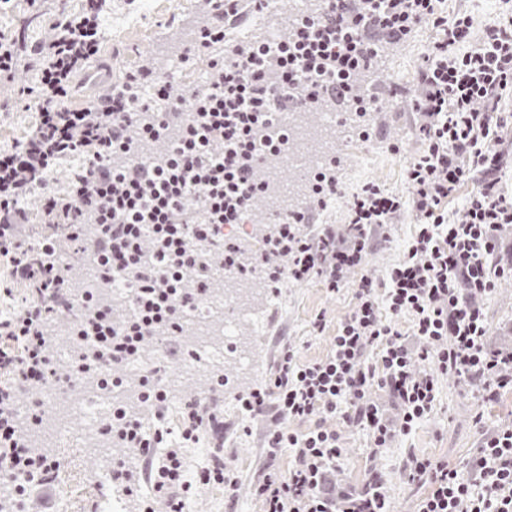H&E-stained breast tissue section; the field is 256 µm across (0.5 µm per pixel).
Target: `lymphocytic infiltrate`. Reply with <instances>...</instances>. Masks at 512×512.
Segmentation results:
<instances>
[{
    "label": "lymphocytic infiltrate",
    "instance_id": "lymphocytic-infiltrate-1",
    "mask_svg": "<svg viewBox=\"0 0 512 512\" xmlns=\"http://www.w3.org/2000/svg\"><path fill=\"white\" fill-rule=\"evenodd\" d=\"M106 2L46 12L33 42L23 29L0 31V106L35 115L22 139L0 150V512H22L36 496L43 512L57 509L59 462L35 440L39 421L23 417L22 404L89 380L127 386L130 366L158 341L166 357L183 360L182 316L221 272L263 275L275 291L317 278L339 292L407 209L418 218L411 245L382 284L360 280L326 356L304 361L283 343L265 380L235 396L244 432L259 417L275 424L261 437V512H337L330 481L345 437L331 419L367 430L379 451L430 415L440 376L481 383L487 402L512 388V354L484 344L482 304L512 276V265L494 259L512 224V197L501 186L512 153L504 136L512 130L511 16L478 29L468 12H448L446 0H319L291 30L238 41L264 0H195L176 58L202 66L203 83L177 77L150 51L113 73L105 104L74 108V78L105 37ZM428 27L437 37L413 89L422 148L406 170L407 196L367 183L351 196L344 231L315 225L314 209L336 197L337 161L329 159L308 179L313 208L278 219L242 255L237 229L270 196L257 172L295 141L278 111L292 98L313 107L336 95L350 114L366 115L373 100L350 81L377 55L372 32L406 41ZM74 157L82 167L63 170ZM470 178L477 189L461 215L449 216V198ZM86 251L102 277H84L74 256ZM273 256L286 265L270 264ZM405 316L406 333L398 327ZM165 373L157 366L139 376L137 408L116 409L104 426L124 451L112 472L130 512H182L201 488L236 490L224 466L223 375H209L208 396L184 397L174 411ZM378 386L392 395L398 420L375 402ZM170 417L175 443L156 429ZM294 421L302 429H291ZM199 443L208 464L193 475L184 450ZM284 455L283 472L276 462ZM405 472L428 488L417 512H512V425L486 437L466 465L412 456Z\"/></svg>",
    "mask_w": 512,
    "mask_h": 512
}]
</instances>
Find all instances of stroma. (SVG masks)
Returning a JSON list of instances; mask_svg holds the SVG:
<instances>
[{
	"instance_id": "obj_1",
	"label": "stroma",
	"mask_w": 512,
	"mask_h": 512,
	"mask_svg": "<svg viewBox=\"0 0 512 512\" xmlns=\"http://www.w3.org/2000/svg\"><path fill=\"white\" fill-rule=\"evenodd\" d=\"M190 8L191 0H110L102 19L107 37L100 49V63L133 68L139 50L155 44L166 31L171 17L183 16ZM432 37L430 29H423L392 57L385 68V77L400 88L396 96L403 105L374 115L369 140H361L352 126L340 127V137L333 148L341 160L339 190L321 215L322 223L342 224L352 193L368 182L407 195L406 168L418 153L420 144L410 129L411 109L405 104V90L413 84ZM393 143L399 145V152L390 151L389 146ZM416 224L415 214L405 211L400 222L391 226L385 240L365 255L361 267L353 274L354 279L367 278L376 284L382 282L389 269L405 254ZM354 303V290L350 287L331 295L316 281L283 284L279 294L269 296L263 305L260 316L264 325L263 337L253 349L248 366L225 367L228 385L224 391V422L234 427L235 432L224 449V464L239 477L234 504L236 512H259L253 476L261 462L257 435L236 429L240 420L236 392L268 375L280 339H288L296 345L303 359L324 357L332 346L337 325L353 309ZM484 309L490 343L511 349L512 277L497 282L484 301ZM319 313L325 315L327 328L316 336L311 331V322ZM478 419L488 428L512 423V390L503 393L497 402L485 405L468 383L442 378L435 411L393 447L375 455L365 434L348 433L345 456L336 474L337 484L348 492L362 486L370 472H379L386 481L392 512H414L423 491L403 480L401 467L406 457L416 454L463 464L479 444L474 425ZM56 455L60 461L58 482L66 501L65 512H84L88 502L99 498V489L90 471L98 457L78 442L57 449Z\"/></svg>"
}]
</instances>
